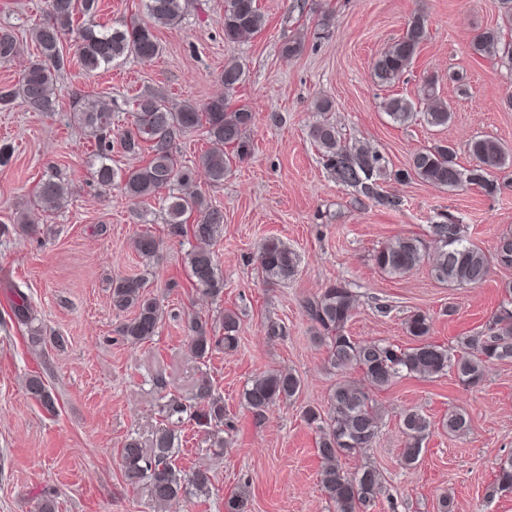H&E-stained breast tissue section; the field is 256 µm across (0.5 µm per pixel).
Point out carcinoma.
Segmentation results:
<instances>
[{
  "label": "carcinoma",
  "mask_w": 512,
  "mask_h": 512,
  "mask_svg": "<svg viewBox=\"0 0 512 512\" xmlns=\"http://www.w3.org/2000/svg\"><path fill=\"white\" fill-rule=\"evenodd\" d=\"M98 6L99 0H46L45 18L32 28L39 56L26 67L19 86L0 90V109L20 106L34 112L55 111L59 78L70 63L60 42L71 30L76 17L89 19L78 32L76 51L83 70L91 73L107 70L131 56L142 60L158 57L162 46L156 35L157 28L178 26L189 0H145V18L112 27L92 22ZM264 22L257 0H224L225 40L239 42L260 31ZM427 38V20L423 17L410 20L403 34L376 59L374 81L384 87L399 82ZM16 46L12 30L1 27L0 61L11 60ZM470 50L474 55L494 58L512 70V0H499V23L476 35ZM220 79L224 94L201 105L190 101L174 105L155 90L138 94L133 100L130 125L120 133V146L126 154L135 157L146 151L148 160L128 169L113 168L109 156L115 124L112 105L84 96L75 102L72 112V119L96 141L90 166L101 186L116 185L126 197L138 203L168 191L167 195H162L166 203L165 223L175 235L184 233L183 224L194 217L190 228L193 243L185 255V264L193 285L212 298L224 293V277L218 272L212 250L223 230L224 211L208 203L201 192L188 193L186 188L195 184L199 168L209 184H223L233 162L250 156L249 131L255 120L247 106L230 107L229 97L245 81L244 66L234 58L225 61ZM435 85V80L428 77L420 86L419 98L426 102L424 111H417L413 100L396 95L387 99L386 114L398 124L422 120L431 127L447 126L452 118L451 106L436 93ZM201 127L206 129L213 148L199 157L198 167L194 168L181 160L177 140L182 134ZM309 136L338 184L384 207L399 205L395 198L384 193L380 184L388 177L399 183L416 178L448 189L477 185L485 194L494 196L500 192V184L493 173L512 163V152L488 135L468 143L473 160L468 168L458 164L456 147L446 142L416 150L406 168L395 171L388 170L385 156L361 141L341 146L340 132L331 123L312 125ZM226 148L231 153H225ZM68 195L67 184L49 177L40 183L34 198L37 203L61 206ZM428 228L436 244L435 253H429L416 237H397L374 254L376 266L390 276L402 277L426 264L436 281L459 288L485 282L494 263L512 267V231L499 235L495 250L489 255L473 244L467 238L464 225L451 217ZM132 247L137 254L151 258L159 250L160 242L144 232L132 240ZM256 260L266 282L287 280L298 270V255L278 238L261 243ZM148 288V278L143 275L118 277L112 281V309L133 312L131 318L120 323L117 332L133 345L155 336L162 318L159 302ZM502 294L499 312L487 330L459 338L457 354L429 340L432 322L421 311L414 312L405 321L406 334L414 341L410 347L382 340H355L346 333L355 298L345 282L332 284L303 302L319 340L327 347V363L340 375L325 404L309 405L302 411L304 421L319 432L318 451L323 462L320 486L335 512H360L382 490V476L376 468L366 466L350 473L342 463V459L372 447L378 437L380 412L372 397L373 391L390 387L401 376L433 377L449 370L454 371L461 383L471 386L483 379L486 364L512 361V282L504 284ZM221 329L223 334L219 338L209 318L198 313L188 315V342L197 359L208 358L213 346L220 342L229 351L238 346L240 319L234 311H224ZM353 371L362 373L365 384L349 379L348 374ZM26 387L47 410L55 409L54 399L41 376L28 377ZM301 387V379L296 374L273 370L248 383L241 399L248 409L260 414L277 403L296 398ZM195 399L197 403L192 406L175 397L170 399L165 405L168 418L180 422L188 413L201 428L224 423V400L213 395L208 378L197 380ZM400 425L405 437L403 462L412 466L419 461L431 422L418 409L409 408L401 413ZM468 427L469 421L461 412L449 414L442 422V428L454 436L465 433ZM176 439L175 430L166 427L156 430L145 442L131 436L121 449L126 479L132 484L147 480L151 501L159 510L181 497L187 487L202 494L210 484L204 470L187 475L176 469L173 464ZM496 485L501 491H512V455L500 459Z\"/></svg>",
  "instance_id": "1"
}]
</instances>
